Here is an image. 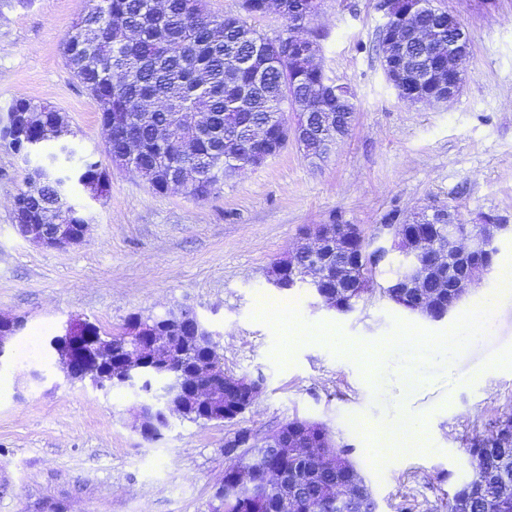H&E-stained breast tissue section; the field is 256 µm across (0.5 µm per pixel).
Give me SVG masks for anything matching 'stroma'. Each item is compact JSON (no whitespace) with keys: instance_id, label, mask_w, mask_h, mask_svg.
Wrapping results in <instances>:
<instances>
[{"instance_id":"stroma-1","label":"stroma","mask_w":512,"mask_h":512,"mask_svg":"<svg viewBox=\"0 0 512 512\" xmlns=\"http://www.w3.org/2000/svg\"><path fill=\"white\" fill-rule=\"evenodd\" d=\"M464 24V82L446 104L400 99L373 46L377 0H326L306 25L317 32L327 74L356 95L350 133L320 162L296 144L225 179L197 200L182 188L155 193L113 166L95 100L65 64L63 41L93 0H0V122L14 99L65 113L68 152L48 142L31 164L70 173L81 159L109 173L108 197L70 181L71 201L91 219L66 249L24 239L14 201L28 166L0 146V315L25 327L0 361V512H211L214 483L238 431L261 437L299 418L324 424L349 451L378 512H445L470 467L467 447L512 417V294L486 275L440 321L403 311L371 292L346 313L317 305L309 289L268 282L303 228L355 224L366 236L448 205L464 220L489 214L512 224V0H438ZM489 323L471 314L486 300ZM188 305L218 335L225 371L262 375L259 399L231 421L174 418L145 440L132 391L66 381L49 346L77 317L120 332L130 316ZM318 329L289 343L290 323ZM336 332L368 357L327 338ZM465 420H451L454 411ZM406 413L424 445L409 455L371 452L372 425Z\"/></svg>"}]
</instances>
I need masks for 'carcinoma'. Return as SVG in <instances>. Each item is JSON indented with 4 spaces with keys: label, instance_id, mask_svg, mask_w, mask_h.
Masks as SVG:
<instances>
[{
    "label": "carcinoma",
    "instance_id": "obj_1",
    "mask_svg": "<svg viewBox=\"0 0 512 512\" xmlns=\"http://www.w3.org/2000/svg\"><path fill=\"white\" fill-rule=\"evenodd\" d=\"M306 0H282L285 28L270 37L247 26L239 18L212 13L206 0H167L155 9L150 0H96L80 16L64 38L67 65L97 103L102 123L109 128L107 152L115 163L125 155L128 142L137 144V155L127 170L144 179L158 194L174 183L189 182L191 195L206 199L219 190L214 169L225 163L224 132L250 127L272 112L282 114L283 123L273 126L269 140L284 141L287 115L308 106L316 84L329 80L322 70L303 68L281 56L279 46L293 44L294 21L305 9ZM404 55L410 78L431 66L419 42L409 36ZM18 112L40 113V125L26 131V140L37 143L40 127L51 126L63 136L72 134L66 117L27 98L14 101ZM194 112L201 123L189 136L177 114ZM240 168L263 164L266 149L244 136L238 143ZM29 179L41 180L36 194L19 197L20 217L29 224L84 223L79 208L59 214L63 203L61 184L68 178L46 170L32 169ZM109 180L98 163L85 160L78 182ZM404 262L391 263L386 270L384 296L396 306L403 302L391 291ZM203 344L180 346L166 365L149 363L140 372L139 392L143 401L166 399L168 381L179 372H189L210 363L224 370L218 342L202 336ZM226 402L210 406L224 420L235 419L245 409ZM179 417L195 422L200 403L186 397ZM317 447L308 459H281L272 449L254 461L255 478L273 489L282 476L295 482L291 505L274 493L262 500L231 492L234 465L216 479L218 505L212 512H377L378 503L348 458L321 423L315 426ZM472 468L470 479L448 497L445 512H512V494L492 496L500 479H512V422L504 424L465 449Z\"/></svg>",
    "mask_w": 512,
    "mask_h": 512
}]
</instances>
